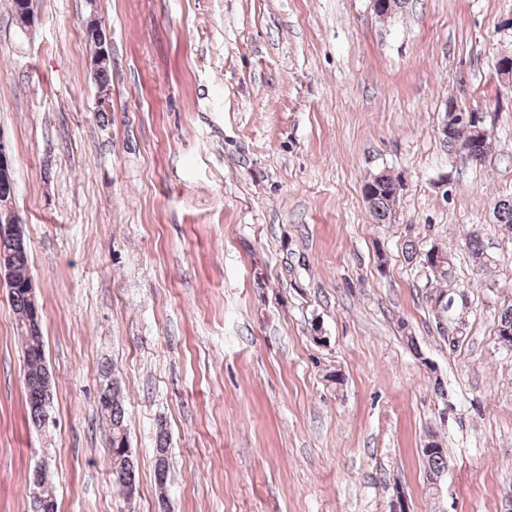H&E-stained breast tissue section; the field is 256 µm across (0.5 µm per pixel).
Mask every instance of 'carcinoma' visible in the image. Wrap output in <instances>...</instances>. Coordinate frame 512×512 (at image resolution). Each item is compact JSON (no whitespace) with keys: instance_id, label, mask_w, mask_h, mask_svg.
<instances>
[{"instance_id":"carcinoma-1","label":"carcinoma","mask_w":512,"mask_h":512,"mask_svg":"<svg viewBox=\"0 0 512 512\" xmlns=\"http://www.w3.org/2000/svg\"><path fill=\"white\" fill-rule=\"evenodd\" d=\"M476 119L448 121V130L441 133V140L449 151L460 153L473 163L485 161L492 151L485 113L472 110ZM401 183L386 173L377 174L364 184L363 196L377 224H388L394 214ZM493 218L498 224L512 228V198L501 199L494 207ZM0 262L9 265L16 276L14 284L8 286L11 306L16 314V327L24 343L25 398L29 415L34 424L40 426L48 419L53 400L52 374L45 363L42 319L36 317L28 296L26 282L30 279L29 254L26 236L23 234L0 235ZM512 305L502 310L499 316L498 336L501 343L512 350ZM98 411L108 424L110 433L109 467L113 485L136 492L137 461L129 458L126 437L125 407L119 387L112 381L100 384ZM429 474L437 477L447 467V458L441 448L425 454ZM154 476L159 487L168 479V442L165 430H159L155 448ZM30 512H58L53 493L45 488L41 472L34 471Z\"/></svg>"}]
</instances>
